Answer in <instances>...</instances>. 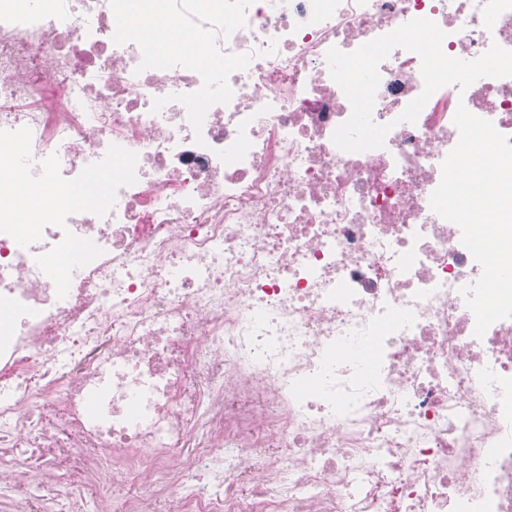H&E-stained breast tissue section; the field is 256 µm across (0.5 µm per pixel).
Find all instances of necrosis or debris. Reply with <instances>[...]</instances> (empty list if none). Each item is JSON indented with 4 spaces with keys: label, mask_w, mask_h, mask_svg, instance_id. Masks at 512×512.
Returning <instances> with one entry per match:
<instances>
[{
    "label": "necrosis or debris",
    "mask_w": 512,
    "mask_h": 512,
    "mask_svg": "<svg viewBox=\"0 0 512 512\" xmlns=\"http://www.w3.org/2000/svg\"><path fill=\"white\" fill-rule=\"evenodd\" d=\"M245 17L198 143L153 103L200 75L141 69L109 0H0V129L68 179L138 156L107 214L0 233V512H512V318L475 335L430 206L458 106L512 139V0ZM68 231L101 253L61 298Z\"/></svg>",
    "instance_id": "obj_1"
}]
</instances>
